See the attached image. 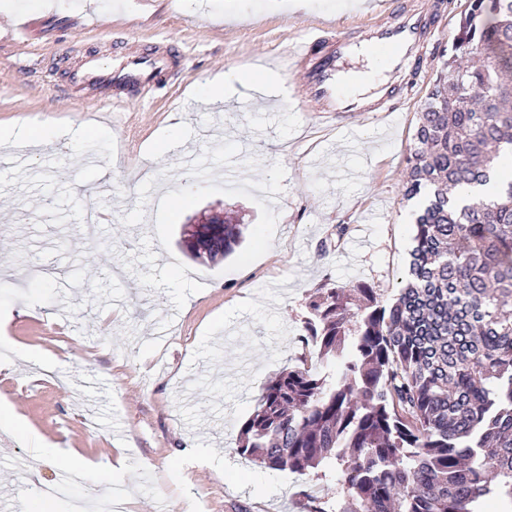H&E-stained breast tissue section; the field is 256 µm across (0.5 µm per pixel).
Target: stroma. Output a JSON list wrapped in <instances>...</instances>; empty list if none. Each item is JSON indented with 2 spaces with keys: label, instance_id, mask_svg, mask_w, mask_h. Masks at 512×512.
Instances as JSON below:
<instances>
[{
  "label": "stroma",
  "instance_id": "stroma-1",
  "mask_svg": "<svg viewBox=\"0 0 512 512\" xmlns=\"http://www.w3.org/2000/svg\"><path fill=\"white\" fill-rule=\"evenodd\" d=\"M0 14V127L31 117L58 134L31 158L0 169V313L4 331L40 354L38 366L0 370V404L61 458L0 427V512L17 499L49 512H306L331 479L275 470L244 456L239 430L266 382L299 365L308 302L318 288L364 283L383 300L405 284L419 200L404 197L406 155L429 79L449 48L452 15L423 66L377 72L353 57L344 72L413 81L399 112H296L274 60L302 36L331 27L356 35L370 0H8ZM180 45L185 58L125 111H105L100 89L55 69L90 50L120 68L133 53ZM246 65L270 79L224 84L208 76ZM181 126V146L156 155L159 134ZM112 167L104 194L73 192L85 153ZM152 171L144 180V171ZM111 209L94 240L91 205ZM232 211L243 239L224 258L191 256L186 224ZM346 225L337 235V225ZM26 456L28 473L16 471ZM124 457L112 480L74 483L68 499L40 488L68 464Z\"/></svg>",
  "mask_w": 512,
  "mask_h": 512
}]
</instances>
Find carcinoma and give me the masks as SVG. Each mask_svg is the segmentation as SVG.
Instances as JSON below:
<instances>
[{"instance_id": "carcinoma-1", "label": "carcinoma", "mask_w": 512, "mask_h": 512, "mask_svg": "<svg viewBox=\"0 0 512 512\" xmlns=\"http://www.w3.org/2000/svg\"><path fill=\"white\" fill-rule=\"evenodd\" d=\"M446 68L407 158L427 203L405 286L315 294L305 330L341 372L279 373L240 429L241 454L331 476L308 512H512V0H464ZM241 236L226 216L199 243L224 257Z\"/></svg>"}]
</instances>
